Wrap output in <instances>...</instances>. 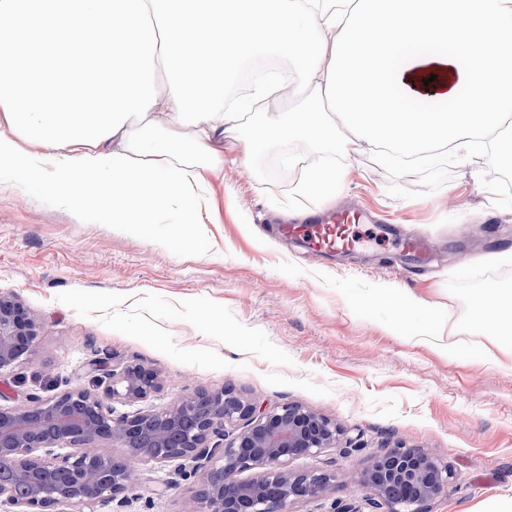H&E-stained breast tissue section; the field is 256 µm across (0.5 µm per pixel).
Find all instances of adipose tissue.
<instances>
[{
    "instance_id": "1",
    "label": "adipose tissue",
    "mask_w": 512,
    "mask_h": 512,
    "mask_svg": "<svg viewBox=\"0 0 512 512\" xmlns=\"http://www.w3.org/2000/svg\"><path fill=\"white\" fill-rule=\"evenodd\" d=\"M276 59L238 95L245 67ZM279 112L241 132L244 115ZM252 173L302 142L328 155L302 191L335 197L333 155L360 144L385 164L465 159L487 140L512 165V0H0V173L106 224L149 237L174 216L202 223L204 172L224 141ZM395 334L432 335L438 313L404 288ZM450 335L485 337L483 359L512 365V289L491 282Z\"/></svg>"
}]
</instances>
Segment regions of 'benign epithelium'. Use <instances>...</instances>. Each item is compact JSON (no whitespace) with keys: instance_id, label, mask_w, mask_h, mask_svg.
<instances>
[{"instance_id":"1","label":"benign epithelium","mask_w":512,"mask_h":512,"mask_svg":"<svg viewBox=\"0 0 512 512\" xmlns=\"http://www.w3.org/2000/svg\"><path fill=\"white\" fill-rule=\"evenodd\" d=\"M41 326L15 297L0 296V372L31 354ZM92 381L112 400L136 403L159 387L158 374L111 358L89 364ZM336 424L297 404L261 411L230 387L200 391L160 411L114 417L112 405L87 390L53 398L36 394L27 405L0 407V507L6 512H98L97 507L131 490L125 463L96 450L115 439L128 456L145 462L192 465L197 478L194 512H288L299 500L323 496L331 476L288 468L290 460L336 444ZM261 472L243 482L238 475ZM453 473L432 455L394 446L375 455L359 486L371 491V512H426L447 493Z\"/></svg>"}]
</instances>
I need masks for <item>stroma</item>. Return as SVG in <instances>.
Here are the masks:
<instances>
[{
    "label": "stroma",
    "mask_w": 512,
    "mask_h": 512,
    "mask_svg": "<svg viewBox=\"0 0 512 512\" xmlns=\"http://www.w3.org/2000/svg\"><path fill=\"white\" fill-rule=\"evenodd\" d=\"M348 167L337 200L359 198L407 225L435 244L438 261L400 259L375 224L353 225L355 248L340 256L313 257L276 237L267 216L291 202L316 208L301 194L298 167L248 180L225 160L206 175L212 220L182 242L174 226L141 238L0 177V295L17 297L42 326L30 359L0 373V404L93 389L89 363L109 354L154 369L161 382L144 401L113 402L118 415L228 385L259 407L296 403L335 421V447L289 463L331 477L322 498L295 502L292 512L364 507L359 478L397 442L455 474L427 512H476L512 492V367L481 360L483 337L448 335L484 284L512 285V265L488 260L512 246V167L489 149L404 170L365 143ZM385 285L434 306L436 336L390 332L389 306L358 308ZM451 341L450 359L439 349ZM98 448L128 459L120 442ZM128 461L136 486L98 512H187L198 486L177 463Z\"/></svg>",
    "instance_id": "35a3bbf8"
}]
</instances>
